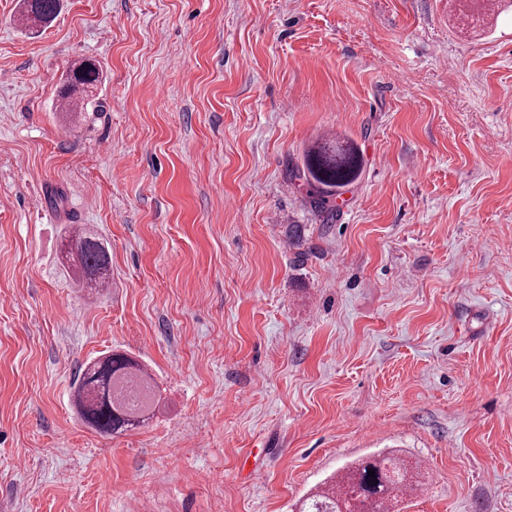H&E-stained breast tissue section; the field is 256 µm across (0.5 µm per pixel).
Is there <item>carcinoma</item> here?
Returning a JSON list of instances; mask_svg holds the SVG:
<instances>
[{
  "mask_svg": "<svg viewBox=\"0 0 512 512\" xmlns=\"http://www.w3.org/2000/svg\"><path fill=\"white\" fill-rule=\"evenodd\" d=\"M60 0H23L21 19L30 30L49 27L60 10ZM99 78L95 60L75 64L59 91L62 107L76 115L91 105L88 100ZM307 181L322 197L333 196L355 182L362 158L353 143L335 140L316 143L305 155ZM65 256L90 288L109 280L112 259L106 244L94 234H71L63 243ZM74 404L85 423L101 433H122L143 426L152 418L156 392L151 376L137 361L112 353L88 363L74 384ZM374 476H368V470ZM413 489L409 467L394 455H373L355 461L331 476L299 512H393L391 501Z\"/></svg>",
  "mask_w": 512,
  "mask_h": 512,
  "instance_id": "obj_1",
  "label": "carcinoma"
}]
</instances>
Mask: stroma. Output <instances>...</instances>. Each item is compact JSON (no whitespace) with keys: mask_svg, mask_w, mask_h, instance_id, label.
Instances as JSON below:
<instances>
[{"mask_svg":"<svg viewBox=\"0 0 512 512\" xmlns=\"http://www.w3.org/2000/svg\"><path fill=\"white\" fill-rule=\"evenodd\" d=\"M478 15L463 22L460 11ZM0 0V512H298L392 453L401 512H512V11L487 0ZM100 68L79 117L58 91ZM359 178L312 202L305 152ZM103 237L110 285L61 257ZM117 350L140 429L78 417ZM21 19L30 30L39 31L49 27L60 10V0H23ZM307 181L322 197L333 196L355 182L362 170V158L353 143L335 140L316 143L305 155ZM73 401L85 423L100 433H122L152 418L156 392L137 361L112 353L88 363L74 384Z\"/></svg>","mask_w":512,"mask_h":512,"instance_id":"obj_1","label":"stroma"}]
</instances>
